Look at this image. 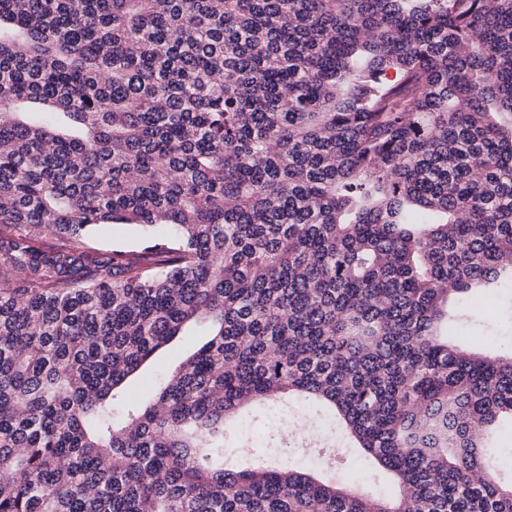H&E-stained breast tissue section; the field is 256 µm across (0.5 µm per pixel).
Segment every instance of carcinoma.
Instances as JSON below:
<instances>
[{"instance_id":"1","label":"carcinoma","mask_w":512,"mask_h":512,"mask_svg":"<svg viewBox=\"0 0 512 512\" xmlns=\"http://www.w3.org/2000/svg\"><path fill=\"white\" fill-rule=\"evenodd\" d=\"M505 114L512 0H0V512H512ZM286 395L394 490L224 464ZM138 230L129 225H108L98 227L95 238L103 246L111 248L115 244H124L126 246L134 245ZM475 328L489 335L499 336L506 342L510 343L511 341L512 333L510 331V322L508 323L507 317L502 314L487 322L477 323L476 325L465 322L462 326V331L466 334H470ZM204 334V326H198L193 329L188 336H183L182 339L171 345L156 364L155 371H162L165 368L177 364L190 350L205 341L207 336H203Z\"/></svg>"}]
</instances>
